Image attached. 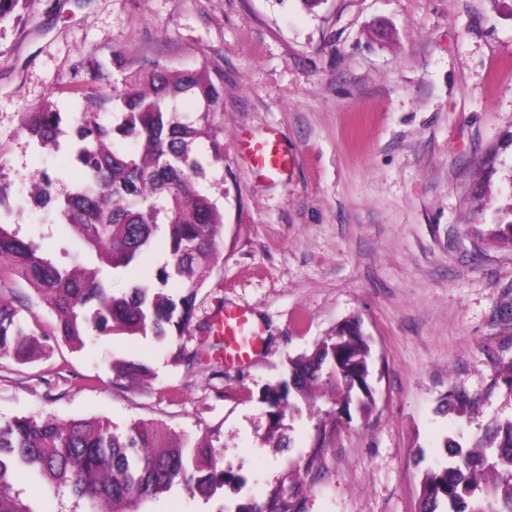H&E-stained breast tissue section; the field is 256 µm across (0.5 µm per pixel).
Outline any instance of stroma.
Returning <instances> with one entry per match:
<instances>
[{
	"label": "stroma",
	"instance_id": "obj_1",
	"mask_svg": "<svg viewBox=\"0 0 512 512\" xmlns=\"http://www.w3.org/2000/svg\"><path fill=\"white\" fill-rule=\"evenodd\" d=\"M202 65L224 77V160L206 184L224 224L184 339L201 362L116 335L26 364L2 357L0 422L100 416L215 433L223 489L204 499L175 485L139 512H239L276 493L299 512H416L446 439L467 446L512 417L498 375L512 360V247L493 237L512 222V0H29L22 20L0 23V183L18 194L44 171L77 179L66 131L96 106L73 86L108 93L149 68ZM48 103L65 134L42 149L21 118ZM244 129L279 134L284 176L253 172ZM11 229L50 257L65 248L96 264L42 210ZM165 260L156 249L104 277L118 295ZM227 310L259 331L246 359L224 355ZM348 321L370 339L371 413L340 418L316 400L285 418L291 445L276 447L262 390ZM115 359L152 373L113 384ZM453 390L473 413L442 410ZM13 484L36 512L73 506L26 470Z\"/></svg>",
	"mask_w": 512,
	"mask_h": 512
}]
</instances>
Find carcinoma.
I'll use <instances>...</instances> for the list:
<instances>
[{
	"mask_svg": "<svg viewBox=\"0 0 512 512\" xmlns=\"http://www.w3.org/2000/svg\"><path fill=\"white\" fill-rule=\"evenodd\" d=\"M184 98L203 112L179 110ZM224 101V82L206 68L168 72L155 68L122 91L97 96L99 111L84 112L72 128L70 153L83 178L60 193L61 179L42 173L39 190L26 198L0 183V355L27 362L62 340L75 349L95 331L152 336L158 341L193 329L196 300L219 256L218 229L224 215L203 188L207 170L223 161L215 122ZM22 127L41 148L62 134V116L47 105L23 114ZM209 144V150L197 149ZM46 209L44 221L67 225L94 254L98 265L75 268L43 254L5 228L24 212L27 199ZM164 229L167 261L148 280L115 295L101 277L105 267H126L155 246ZM25 283L53 316L37 331L29 298L6 300V288ZM198 350L181 344L175 365L190 366ZM372 355L355 324L309 353L288 359V379L267 386L261 402L269 416L268 439L283 442L286 415L310 403L316 392L335 401L337 413L371 398ZM114 382L147 372L142 363L112 362ZM28 467L55 493H69L89 512H136V508L179 484L205 499L224 486L209 437L174 435L161 426L131 424L119 432L108 420L15 417L0 423V512H36L14 489L12 472ZM243 512H295L274 495ZM417 512H512V417L494 419L470 447L446 446V461L426 473Z\"/></svg>",
	"mask_w": 512,
	"mask_h": 512,
	"instance_id": "carcinoma-1",
	"label": "carcinoma"
}]
</instances>
